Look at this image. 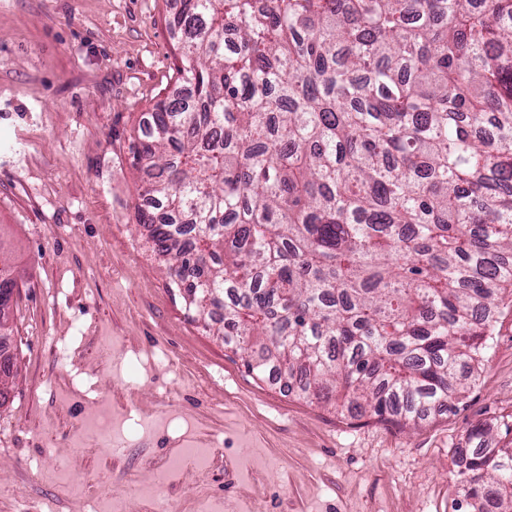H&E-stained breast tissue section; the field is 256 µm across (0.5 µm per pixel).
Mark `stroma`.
Masks as SVG:
<instances>
[{"label": "stroma", "mask_w": 512, "mask_h": 512, "mask_svg": "<svg viewBox=\"0 0 512 512\" xmlns=\"http://www.w3.org/2000/svg\"><path fill=\"white\" fill-rule=\"evenodd\" d=\"M178 6L0 0V260L18 279L0 512H81L85 496L125 512H469L455 450L474 426L501 442L512 425L511 300L475 386L412 428L256 378L170 288L135 220L130 145L176 91ZM105 421L125 444L76 442ZM200 443L202 466L164 474Z\"/></svg>", "instance_id": "obj_1"}]
</instances>
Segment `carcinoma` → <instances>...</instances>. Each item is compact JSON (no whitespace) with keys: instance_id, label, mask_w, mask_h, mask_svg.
<instances>
[{"instance_id":"obj_1","label":"carcinoma","mask_w":512,"mask_h":512,"mask_svg":"<svg viewBox=\"0 0 512 512\" xmlns=\"http://www.w3.org/2000/svg\"><path fill=\"white\" fill-rule=\"evenodd\" d=\"M168 27L187 95L131 152L186 309L340 414L452 410L512 295V0H180ZM488 439L456 488L512 512Z\"/></svg>"}]
</instances>
